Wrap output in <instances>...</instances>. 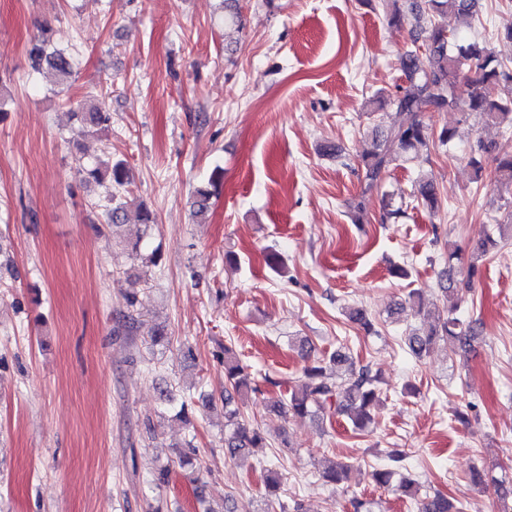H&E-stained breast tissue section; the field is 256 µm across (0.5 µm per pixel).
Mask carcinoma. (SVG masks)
I'll return each mask as SVG.
<instances>
[{"label":"carcinoma","instance_id":"cac0c4a2","mask_svg":"<svg viewBox=\"0 0 512 512\" xmlns=\"http://www.w3.org/2000/svg\"><path fill=\"white\" fill-rule=\"evenodd\" d=\"M224 23L242 26V12L238 0H223ZM481 0H411L408 11L415 18L410 29V46L400 55L401 71L410 82L407 89L398 88L388 95V102L403 119L388 127H376L371 132V145L361 154L364 187L362 196L351 201L350 210L355 222H363L365 195L383 187L391 167L407 160L438 142L448 145L456 130L444 127L434 134L424 121L427 112L455 110L468 120L512 131V65L499 59L490 42L468 39L462 28L479 19ZM453 13L460 26L448 28L445 18ZM29 57L36 69L54 72L57 82L64 84L73 73L71 57L54 48L46 37L35 38L29 47ZM497 86V95L489 87ZM89 133H96L110 122V115L102 101L88 98L78 104L74 112ZM491 160L493 170L485 172V160ZM467 165L475 177H488L499 189L512 190V146L498 141L477 139L467 157ZM79 174L104 187V199L109 205L108 219L113 224L127 221L130 202L121 201L116 191L129 184L123 163L113 165L99 157L79 164ZM222 176L215 169L208 180L196 186L192 209L195 215L204 216L211 207V199ZM416 206L430 215L438 213L443 200L438 183L427 178L421 180L413 191ZM512 241V225H499V239ZM497 239V240H499ZM491 236L483 238L472 250H448V267L439 283L441 297L446 302L443 311L424 330L412 329L405 336L409 354L415 358L426 355L440 340L464 350L471 346L476 336L474 323L458 315L466 302V293L472 288L478 274V262L497 246ZM348 320L365 331L374 328L373 320L361 306L345 310ZM328 363L336 365L338 374L327 371L323 361L308 365L287 394L274 404V409L288 416H343L356 431L363 432L371 423V409L380 402V377L369 365H356L342 350L333 352ZM254 390L248 366L242 364L229 347H224V456L229 460L257 448L266 447L261 432L244 417L236 402L240 396ZM354 466L347 462H334L322 472L330 484H338L348 477ZM407 455L399 448L386 452L383 461L371 473L379 486H393L403 497L412 498L417 488L413 479L405 476ZM476 485L491 484L502 504L501 512H512V479L497 478L485 472L473 471ZM463 505H456L443 493L435 491L420 500L417 512H462Z\"/></svg>","mask_w":512,"mask_h":512}]
</instances>
